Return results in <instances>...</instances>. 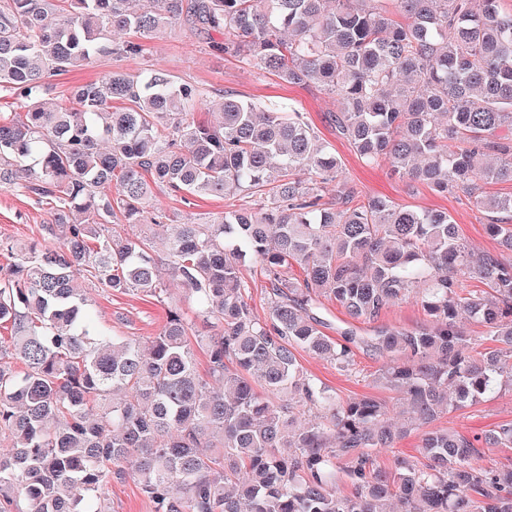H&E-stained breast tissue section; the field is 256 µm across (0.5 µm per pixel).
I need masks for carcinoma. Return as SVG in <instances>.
<instances>
[{
	"label": "carcinoma",
	"instance_id": "carcinoma-1",
	"mask_svg": "<svg viewBox=\"0 0 512 512\" xmlns=\"http://www.w3.org/2000/svg\"><path fill=\"white\" fill-rule=\"evenodd\" d=\"M380 2L0 0V93L24 108L21 120L0 112V187L23 174L52 204L41 240L6 245L0 276L11 331L0 336V512H109L102 489L117 464L155 512H387L392 498L401 512H512V466L472 465L483 444L512 448V423L428 430L420 465L398 456L387 471L372 455L418 422L512 391V259L475 256L446 212L385 196L349 205L340 160L294 106L226 92L219 124L200 125L190 115L211 102L160 68L105 74L69 108L42 99L50 78L140 56L172 26L215 32L224 54L325 91L366 164L466 193L512 252V194L483 190L512 183V12L501 0H397L399 23ZM156 189L258 203L182 222L149 207ZM127 224L163 229L164 257ZM254 262L271 284L264 318L248 303ZM294 264L301 282L286 277ZM467 279L484 288L464 291ZM86 281L159 302L180 285L217 327L207 375L181 309L147 342L115 336L94 319ZM412 294L424 323L380 322ZM322 296L372 333L326 335ZM464 317L494 346L475 351ZM298 348L341 371L370 352L375 382L413 417L397 427L384 400L336 399ZM305 408L317 420L302 426Z\"/></svg>",
	"mask_w": 512,
	"mask_h": 512
}]
</instances>
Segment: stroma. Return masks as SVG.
Segmentation results:
<instances>
[{"mask_svg": "<svg viewBox=\"0 0 512 512\" xmlns=\"http://www.w3.org/2000/svg\"><path fill=\"white\" fill-rule=\"evenodd\" d=\"M161 67L178 81L189 82L210 98L230 91L243 97L283 107L294 106L306 112L320 140L327 143L340 160L343 173L355 200L372 195L389 197L397 203L423 210H442L458 224L460 232L476 253H499L500 247L487 232V217L470 204L467 195L458 191L443 194L427 184L402 178L384 166L366 164L352 145L338 134L331 120L333 105L330 98L313 87L286 85L269 73L258 70L252 63L213 51L206 33L184 27L173 28L164 39L151 42L147 53L135 58H100L93 66L78 68L52 78L45 99L50 106L67 108L72 104L75 87L97 80L115 70L138 73ZM239 197L194 196L157 192L155 208L180 219L198 222L239 208ZM51 219L48 204L37 201L20 187L0 188V241L26 244L40 239L42 224ZM94 316L119 336L141 341L155 336L165 319V307L156 299L137 292H115L94 288L90 291ZM299 364L323 384L346 400L362 395L392 400V392L375 384L373 378L380 361L364 351H356L350 371L337 370L335 365L306 350L296 352ZM512 422V393L480 401L460 411L441 414L438 426L471 435ZM111 512H154L152 503L144 498L131 476L112 477L104 487Z\"/></svg>", "mask_w": 512, "mask_h": 512, "instance_id": "stroma-1", "label": "stroma"}]
</instances>
